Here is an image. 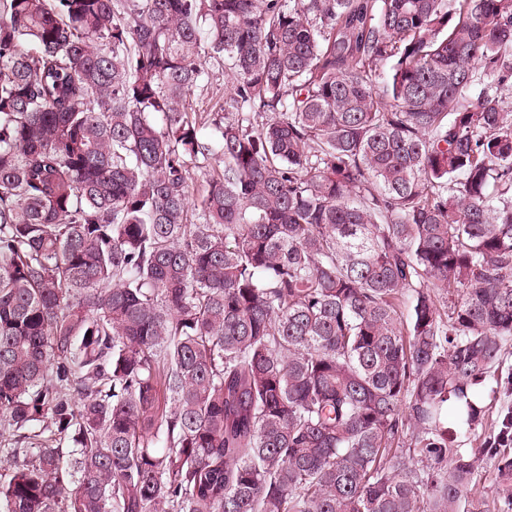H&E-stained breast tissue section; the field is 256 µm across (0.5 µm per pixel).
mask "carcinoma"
<instances>
[{
  "label": "carcinoma",
  "mask_w": 512,
  "mask_h": 512,
  "mask_svg": "<svg viewBox=\"0 0 512 512\" xmlns=\"http://www.w3.org/2000/svg\"><path fill=\"white\" fill-rule=\"evenodd\" d=\"M510 340L512 0H0V512H481ZM224 93V73L216 74L211 88L208 90H198L193 96V102L199 112H210L212 103L215 98ZM213 97V100H212ZM507 360L495 380L480 386V399L489 408L488 424L468 439V448H484L485 442L496 437L502 428V420L512 411V340L506 346ZM498 379V382L496 380Z\"/></svg>",
  "instance_id": "1"
}]
</instances>
